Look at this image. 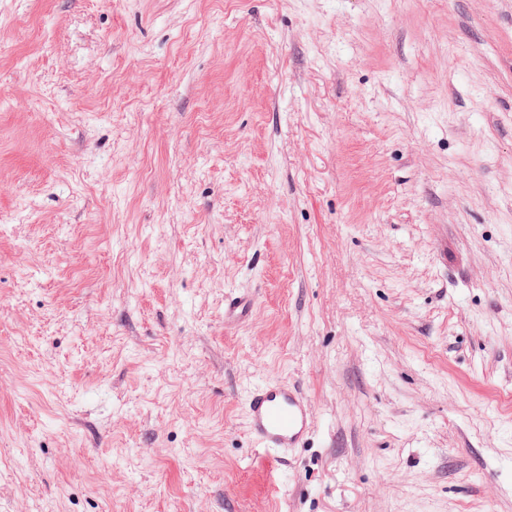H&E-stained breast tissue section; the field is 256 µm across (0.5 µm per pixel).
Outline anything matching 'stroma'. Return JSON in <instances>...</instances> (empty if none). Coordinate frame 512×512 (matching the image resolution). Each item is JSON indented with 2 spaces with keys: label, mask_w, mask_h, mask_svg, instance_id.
Here are the masks:
<instances>
[{
  "label": "stroma",
  "mask_w": 512,
  "mask_h": 512,
  "mask_svg": "<svg viewBox=\"0 0 512 512\" xmlns=\"http://www.w3.org/2000/svg\"><path fill=\"white\" fill-rule=\"evenodd\" d=\"M0 512H512V0H0ZM244 407L254 441L272 458L295 448L312 427L311 402L296 385L273 382L255 387Z\"/></svg>",
  "instance_id": "35a3bbf8"
}]
</instances>
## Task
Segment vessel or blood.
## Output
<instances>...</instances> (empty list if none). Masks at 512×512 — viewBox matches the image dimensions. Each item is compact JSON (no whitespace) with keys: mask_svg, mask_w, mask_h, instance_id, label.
<instances>
[{"mask_svg":"<svg viewBox=\"0 0 512 512\" xmlns=\"http://www.w3.org/2000/svg\"><path fill=\"white\" fill-rule=\"evenodd\" d=\"M250 432L263 452L283 454L312 427V405L298 386L273 382L251 389L244 402Z\"/></svg>","mask_w":512,"mask_h":512,"instance_id":"vessel-or-blood-1","label":"vessel or blood"}]
</instances>
